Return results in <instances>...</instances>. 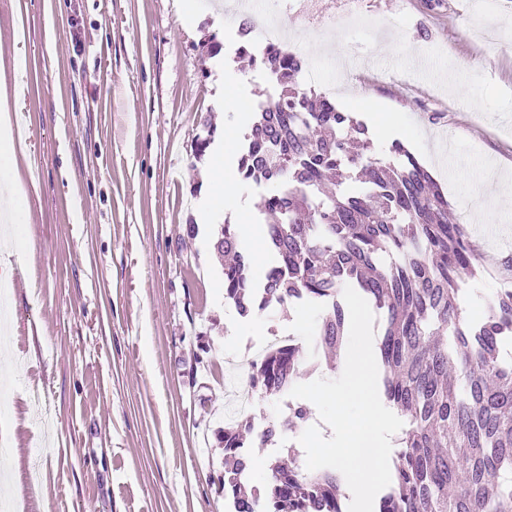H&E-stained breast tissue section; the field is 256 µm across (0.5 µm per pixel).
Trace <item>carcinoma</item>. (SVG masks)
Instances as JSON below:
<instances>
[{
	"mask_svg": "<svg viewBox=\"0 0 512 512\" xmlns=\"http://www.w3.org/2000/svg\"><path fill=\"white\" fill-rule=\"evenodd\" d=\"M252 25H238L234 58L268 71L280 92L242 116L248 133L239 158L245 181L271 185L260 211L274 260L261 285L237 225L224 222V298L247 316L272 303L321 302L320 348H342L353 287L383 314L379 357L386 399L407 419L398 438L394 483L378 512H512V288H501L484 317L469 321L462 285L486 275L480 244L448 221V197L430 171L395 140L397 161L364 159L368 126L325 96L300 88L303 60L275 46L259 50ZM359 189L319 199L328 180ZM295 344L279 345L251 367L265 394L297 378ZM224 444V498L235 512H343L334 470L308 473L274 464L263 491L242 485L251 467L241 430L218 431Z\"/></svg>",
	"mask_w": 512,
	"mask_h": 512,
	"instance_id": "obj_1",
	"label": "carcinoma"
}]
</instances>
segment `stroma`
I'll list each match as a JSON object with an SVG mask.
<instances>
[{
  "label": "stroma",
  "mask_w": 512,
  "mask_h": 512,
  "mask_svg": "<svg viewBox=\"0 0 512 512\" xmlns=\"http://www.w3.org/2000/svg\"><path fill=\"white\" fill-rule=\"evenodd\" d=\"M231 0H0V53H19L27 148L17 167L28 222L0 302V349L13 373L0 398L11 450L0 484L17 512H226L216 478L224 451V367L284 329L302 348L299 382L334 379L313 353L321 304L241 316L224 298L213 249L228 210L187 235L224 128L241 130L224 102L227 72L251 103L276 90L248 60L207 56V38L232 42ZM298 33L321 80L348 85L336 103L366 121L374 157L401 139L439 181L457 223L486 211L495 236L512 234V208L491 192L512 170V0H257ZM396 116L386 127L384 114ZM212 129H205L204 121ZM209 154L194 158L197 140ZM468 171L448 180V165ZM504 252L481 251L488 272L467 283L464 310L479 320L501 288ZM51 414L35 420L26 392ZM289 424L281 395L257 394L241 421L273 425L271 445L249 448L255 480L287 457L319 413ZM41 457L46 479L28 488Z\"/></svg>",
  "instance_id": "35a3bbf8"
}]
</instances>
